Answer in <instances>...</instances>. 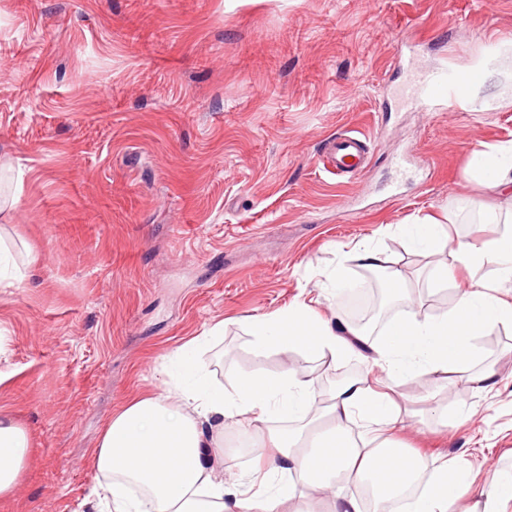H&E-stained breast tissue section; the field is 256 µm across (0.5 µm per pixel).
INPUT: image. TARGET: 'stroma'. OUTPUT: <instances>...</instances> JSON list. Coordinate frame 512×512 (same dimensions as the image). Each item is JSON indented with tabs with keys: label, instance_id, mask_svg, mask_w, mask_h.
<instances>
[{
	"label": "stroma",
	"instance_id": "1",
	"mask_svg": "<svg viewBox=\"0 0 512 512\" xmlns=\"http://www.w3.org/2000/svg\"><path fill=\"white\" fill-rule=\"evenodd\" d=\"M512 43V0H0V408L29 437L0 512H94L91 450L112 414L165 394L185 343L211 382L285 369L318 396L370 363L258 350L252 317L314 301L348 321L343 267L380 247L415 289L442 256L395 229L430 216L470 239L484 196L468 171L512 140V63L465 110L398 109L408 58L468 68L484 38ZM355 129L370 161L336 180L318 157ZM222 335H211L216 324ZM491 389L399 382L422 410L396 437L491 482L512 466V327L475 341ZM472 407L462 427L451 422Z\"/></svg>",
	"mask_w": 512,
	"mask_h": 512
}]
</instances>
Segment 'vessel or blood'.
I'll return each instance as SVG.
<instances>
[{
  "mask_svg": "<svg viewBox=\"0 0 512 512\" xmlns=\"http://www.w3.org/2000/svg\"><path fill=\"white\" fill-rule=\"evenodd\" d=\"M499 62L496 45H485L479 66L467 71L441 67L428 71L411 72L403 92L404 104L421 106L442 112L455 111L466 98L470 88L479 83L486 68ZM366 140L347 132L328 142L324 152V165L336 176L359 174L366 166Z\"/></svg>",
  "mask_w": 512,
  "mask_h": 512,
  "instance_id": "obj_1",
  "label": "vessel or blood"
}]
</instances>
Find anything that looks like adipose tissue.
I'll use <instances>...</instances> for the list:
<instances>
[{"label":"adipose tissue","instance_id":"obj_1","mask_svg":"<svg viewBox=\"0 0 512 512\" xmlns=\"http://www.w3.org/2000/svg\"><path fill=\"white\" fill-rule=\"evenodd\" d=\"M471 177L487 194L512 200V140L483 145L474 153ZM484 223L501 225L496 236L460 241L430 219L402 224L398 232L412 250L448 254L434 275L438 286L454 284L445 311L432 316L409 309L378 333L351 324L336 328L300 303L277 315H258L249 323L257 348L283 356L372 361L375 383L352 378L337 386L318 407L313 382L285 370L275 375H242L234 392L212 387L195 361V346L180 347L171 377L176 401L144 398L125 405L107 422L92 463L107 480L96 491L100 512H282L298 500L296 512H316L319 498L329 512H361L366 481L382 502L398 498L413 481H422L407 512H451L452 506L479 498L482 512L512 506V471L483 485L470 469L440 466L423 477L422 457L393 438L406 417L394 392L399 381L445 379L487 389L493 373L475 366V339L497 326H512V301L489 292L490 284L512 285V210H486ZM470 274L458 282L457 268ZM280 415L298 422L293 431L273 432L266 423ZM242 426L259 461L257 473L269 491L260 502L240 498L236 487L214 480L213 464L223 460L225 421ZM377 425L369 441L357 440V423ZM28 437L10 413L0 410V499L13 495L25 465ZM294 474L300 483L271 489L275 475ZM139 487L132 495L131 487Z\"/></svg>","mask_w":512,"mask_h":512}]
</instances>
